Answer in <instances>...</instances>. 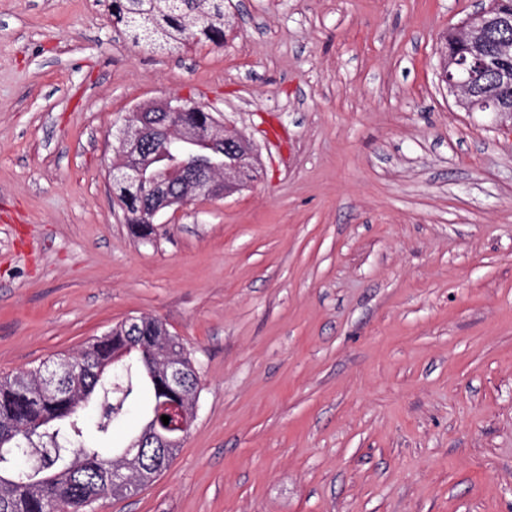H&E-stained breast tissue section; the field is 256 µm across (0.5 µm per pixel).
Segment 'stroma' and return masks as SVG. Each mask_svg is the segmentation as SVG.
<instances>
[{"mask_svg": "<svg viewBox=\"0 0 512 512\" xmlns=\"http://www.w3.org/2000/svg\"><path fill=\"white\" fill-rule=\"evenodd\" d=\"M472 0H224L135 45L110 0H0V376L132 316L200 376L155 482L90 512H512V118L438 80ZM204 104L253 177L134 236L135 106Z\"/></svg>", "mask_w": 512, "mask_h": 512, "instance_id": "obj_1", "label": "stroma"}]
</instances>
